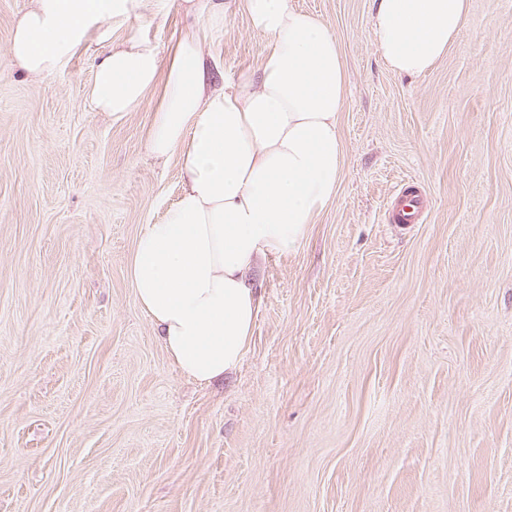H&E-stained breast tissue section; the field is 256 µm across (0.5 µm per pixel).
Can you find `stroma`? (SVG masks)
Returning a JSON list of instances; mask_svg holds the SVG:
<instances>
[{
	"mask_svg": "<svg viewBox=\"0 0 512 512\" xmlns=\"http://www.w3.org/2000/svg\"><path fill=\"white\" fill-rule=\"evenodd\" d=\"M348 75L331 204L273 256L238 369L183 376L127 261L181 190L88 90V41L32 79L5 52L32 0H0V512H512V0H470L426 74L390 71L375 0H293ZM196 30L213 72L255 66L246 18L201 26L143 0L115 27L168 53ZM418 184L420 224L385 216Z\"/></svg>",
	"mask_w": 512,
	"mask_h": 512,
	"instance_id": "obj_1",
	"label": "stroma"
}]
</instances>
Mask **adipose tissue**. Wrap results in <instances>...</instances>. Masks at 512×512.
<instances>
[{
	"instance_id": "obj_1",
	"label": "adipose tissue",
	"mask_w": 512,
	"mask_h": 512,
	"mask_svg": "<svg viewBox=\"0 0 512 512\" xmlns=\"http://www.w3.org/2000/svg\"><path fill=\"white\" fill-rule=\"evenodd\" d=\"M132 2L34 0L7 56L39 78L95 39L105 50L89 101L116 117L161 88L146 149L178 158L182 190L163 223L140 231L128 278L170 361L210 384L233 373L249 346L261 305L255 273L295 251L335 197L346 66L333 31L291 0H183L206 25L243 14L269 48L257 67L214 80L191 32L164 69L154 44L112 41ZM468 11L469 0H378L373 40L391 70L423 74L447 54Z\"/></svg>"
}]
</instances>
